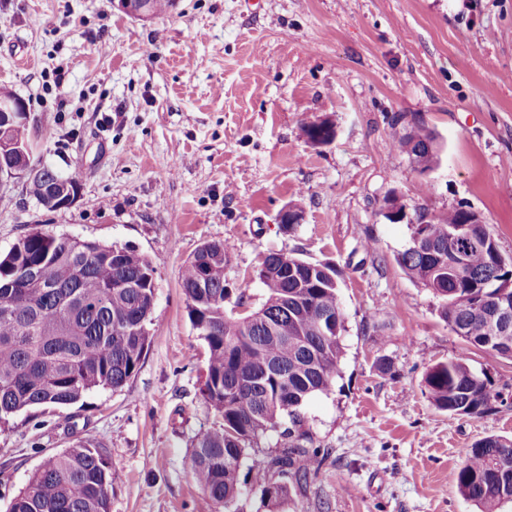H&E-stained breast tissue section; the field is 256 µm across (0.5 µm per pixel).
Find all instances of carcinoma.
Instances as JSON below:
<instances>
[{
  "instance_id": "1",
  "label": "carcinoma",
  "mask_w": 512,
  "mask_h": 512,
  "mask_svg": "<svg viewBox=\"0 0 512 512\" xmlns=\"http://www.w3.org/2000/svg\"><path fill=\"white\" fill-rule=\"evenodd\" d=\"M323 119L303 125L315 146ZM395 146L414 154L422 171L439 164L435 133L419 121L408 124ZM42 165L27 195L48 207L53 192L82 185L83 172H67L28 154L3 156ZM463 207L427 216L431 246L408 245L394 256L411 280L441 301L440 317L468 345L512 355V325L493 326L495 296L512 282V258L501 259L498 242L484 229L460 243L464 265L449 266L448 231L467 224ZM230 247L202 245L187 261L181 286L189 320L207 348L202 395L221 421L191 440L192 475L214 512H245L246 487L279 505L288 479L317 472L318 452L305 429L306 399L331 386L342 354L344 331L338 288L340 272L328 262L283 252L266 254L258 269L265 299L255 311L234 315L224 269ZM296 269L285 275L283 270ZM152 262L131 247L41 231L20 238L0 254V429L23 411L62 409L99 390L122 389L137 372L151 343L154 308ZM425 387L431 402L450 414L481 417L502 398L486 376L458 356L430 366ZM279 440L265 451L260 440ZM279 483L281 494L270 495ZM456 487L481 512L512 504V439L489 435L467 449ZM112 470L105 449L80 440L46 457L12 499L8 512H111Z\"/></svg>"
}]
</instances>
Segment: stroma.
I'll return each instance as SVG.
<instances>
[{"label":"stroma","mask_w":512,"mask_h":512,"mask_svg":"<svg viewBox=\"0 0 512 512\" xmlns=\"http://www.w3.org/2000/svg\"><path fill=\"white\" fill-rule=\"evenodd\" d=\"M0 87L25 103L34 158L83 171L58 211L1 187L0 253L41 230L132 247L156 270L151 344L127 385L0 430V512L80 439L107 451L111 512H212L191 441L218 417L181 287L206 242L231 245L229 303L244 311L264 300L268 252L342 271L339 373L302 408L318 474L277 506L252 491L247 512H480L456 474L477 439L512 437V403L451 415L424 377L464 354L512 395V359L467 345L394 257L418 214L461 206L512 257V0H175L148 23L112 0H0ZM400 114L438 137L428 178L395 146ZM312 116L333 120V143L307 144ZM389 195L405 221L381 215ZM289 205L303 221L287 232Z\"/></svg>","instance_id":"1"}]
</instances>
